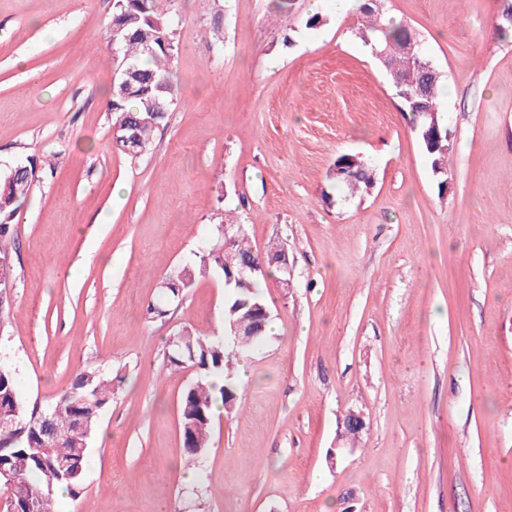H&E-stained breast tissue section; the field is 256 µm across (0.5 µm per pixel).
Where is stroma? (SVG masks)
I'll return each mask as SVG.
<instances>
[{"label":"stroma","mask_w":512,"mask_h":512,"mask_svg":"<svg viewBox=\"0 0 512 512\" xmlns=\"http://www.w3.org/2000/svg\"><path fill=\"white\" fill-rule=\"evenodd\" d=\"M385 7L442 74L444 195L336 0L315 26L310 0H175L177 100L134 160L107 110L113 0H0V164L39 162L0 346L30 407L78 369L120 377L60 512H512V0ZM344 154L370 190L336 184ZM230 206L255 252L287 247L293 286L264 283L276 330L186 485L196 371L168 341L223 337L224 284L145 309ZM345 162V164L349 165L353 169L352 176H333L336 183L345 185L351 193H357L365 190L369 183L372 181V173L367 169L365 163L356 155L352 154H344L337 158V162Z\"/></svg>","instance_id":"obj_1"}]
</instances>
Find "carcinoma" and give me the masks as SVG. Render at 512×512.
<instances>
[{
  "mask_svg": "<svg viewBox=\"0 0 512 512\" xmlns=\"http://www.w3.org/2000/svg\"><path fill=\"white\" fill-rule=\"evenodd\" d=\"M174 0H115L114 15L120 17L121 32L110 30L122 54L116 82L128 81L132 91L121 95L115 91L108 102V109L115 119L135 123L132 133L135 147L128 156L138 158L147 153L156 130L167 113L161 112L156 123H146L144 118L150 102L160 96L166 106L173 104L174 89L171 82L170 62L177 49L176 33L169 13ZM361 15L366 25L356 36L370 49H388V67L392 84L409 83L405 90L414 92L422 83L420 74L413 70L404 53V46L411 33L407 24L397 20L386 10L378 9L366 0ZM440 74H435L425 86L421 97L432 112L438 113L441 131H447V122L441 112L438 90ZM426 127L418 124L416 136L428 163L441 159L447 165L449 142L442 139L440 148L431 150L425 137ZM338 161L353 169L352 176H333L348 190L357 193L365 190L372 181V173L356 155L343 154ZM35 173V165H21L0 172V262L13 263L16 230L11 220L26 197ZM258 257L241 236L231 253V260L224 253L208 246L194 265L181 267L168 277L171 284L162 290L166 304L177 301L181 291L191 287L200 275H212L225 281L224 340L190 337L191 350L170 347L167 361L175 368L193 367L197 378L182 393L179 401V420L183 448L189 460L194 461L209 448L213 427V406L221 404L224 412L231 414L237 408L240 388L235 381L233 362L244 352L260 346L267 332L259 336L231 335L232 325L252 326L258 318L256 306L265 304L260 283L265 276L249 280L240 286L228 282L238 275L247 259ZM221 378L224 383L217 384ZM112 374L98 369L84 368L72 379L68 390L55 402L59 406L53 426L46 429L42 416L46 409L24 404L15 376V368L8 356L0 358V419L13 421L0 428V466L12 472L20 485L15 496L16 512H57L56 490L63 488L73 498L78 497L84 485V476L90 453V443L96 432L102 412L112 403Z\"/></svg>",
  "mask_w": 512,
  "mask_h": 512,
  "instance_id": "obj_1",
  "label": "carcinoma"
}]
</instances>
